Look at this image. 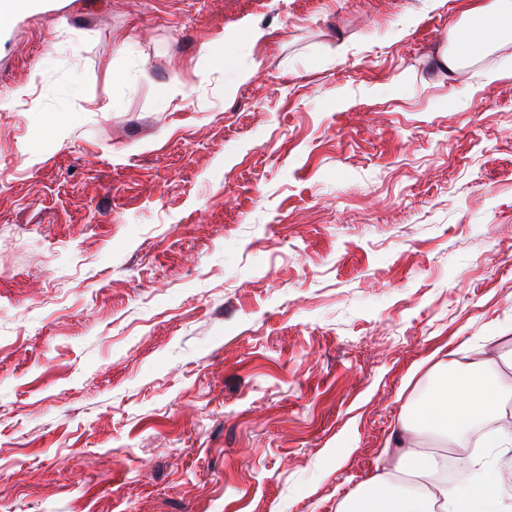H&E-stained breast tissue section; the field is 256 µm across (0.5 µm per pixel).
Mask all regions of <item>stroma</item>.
<instances>
[{"label": "stroma", "mask_w": 512, "mask_h": 512, "mask_svg": "<svg viewBox=\"0 0 512 512\" xmlns=\"http://www.w3.org/2000/svg\"><path fill=\"white\" fill-rule=\"evenodd\" d=\"M469 6L0 23V512H336L435 364L512 381V41L434 65Z\"/></svg>", "instance_id": "1"}]
</instances>
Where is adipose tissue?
<instances>
[{
	"instance_id": "ef3b65f1",
	"label": "adipose tissue",
	"mask_w": 512,
	"mask_h": 512,
	"mask_svg": "<svg viewBox=\"0 0 512 512\" xmlns=\"http://www.w3.org/2000/svg\"><path fill=\"white\" fill-rule=\"evenodd\" d=\"M454 47L437 56L456 72L469 57L512 38V0H481L452 29ZM430 390L407 404L392 429L394 450L337 512H512L498 491L502 477L486 454L468 452V435L500 411L512 382H503L488 360L436 364ZM454 444L476 479L448 484L447 444Z\"/></svg>"
}]
</instances>
